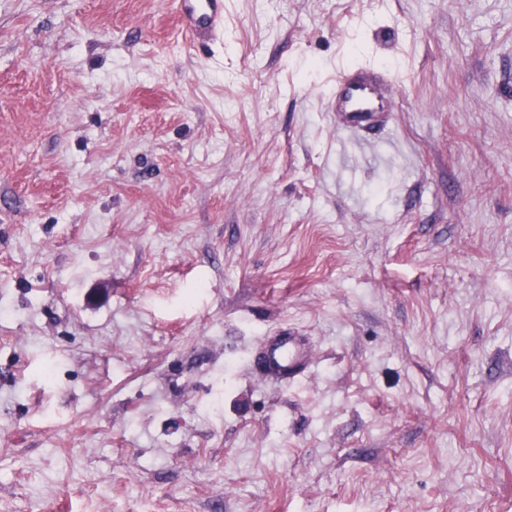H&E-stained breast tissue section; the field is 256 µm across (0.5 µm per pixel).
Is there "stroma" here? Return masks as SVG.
<instances>
[{"label": "stroma", "mask_w": 512, "mask_h": 512, "mask_svg": "<svg viewBox=\"0 0 512 512\" xmlns=\"http://www.w3.org/2000/svg\"><path fill=\"white\" fill-rule=\"evenodd\" d=\"M174 2L0 0V512H512V0ZM180 28L206 37L224 27L223 0H182ZM390 83H394L390 74L380 69H341L327 99L329 112L342 117L345 128L360 131L363 124L393 111V98L386 89ZM308 352L293 336H276L266 340L262 352L265 368L282 377L292 379L305 364H311Z\"/></svg>", "instance_id": "35a3bbf8"}]
</instances>
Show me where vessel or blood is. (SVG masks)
<instances>
[{"mask_svg":"<svg viewBox=\"0 0 512 512\" xmlns=\"http://www.w3.org/2000/svg\"><path fill=\"white\" fill-rule=\"evenodd\" d=\"M224 26V0H181L180 27L200 37L212 35ZM391 76L381 70H339L328 96V109L342 117L348 129L357 131L391 112L393 98L388 91ZM310 356L291 336L266 340L262 352L265 368L282 377H294L308 364Z\"/></svg>","mask_w":512,"mask_h":512,"instance_id":"vessel-or-blood-1","label":"vessel or blood"}]
</instances>
